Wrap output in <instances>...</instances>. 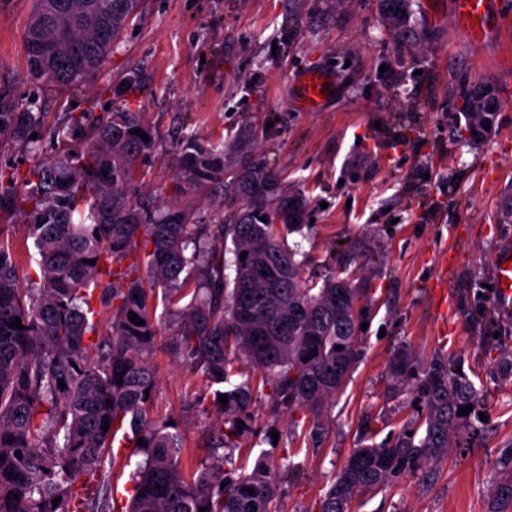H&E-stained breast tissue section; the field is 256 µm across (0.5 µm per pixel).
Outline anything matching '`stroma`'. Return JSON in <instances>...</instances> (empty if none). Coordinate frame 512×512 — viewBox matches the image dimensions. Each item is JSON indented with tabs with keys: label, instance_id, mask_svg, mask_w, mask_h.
<instances>
[{
	"label": "stroma",
	"instance_id": "1",
	"mask_svg": "<svg viewBox=\"0 0 512 512\" xmlns=\"http://www.w3.org/2000/svg\"><path fill=\"white\" fill-rule=\"evenodd\" d=\"M34 0H0V111L31 102L45 114L39 154H54L53 127L71 111L99 118L141 112L155 137L131 192L201 215L238 207L220 184L174 192V145L195 136L218 147L246 142L308 200L311 222L288 234L307 254L303 277L352 275L368 309L364 353L327 409L320 450L301 437L306 416L274 415L270 389L254 390L255 451L291 454L282 512L318 502L360 445L390 439L408 420V396L393 397L386 373L406 345L424 361H455L486 402L483 416L430 478L409 476L358 498L352 512H495L492 486L512 462V317L493 313L491 260L512 250V0H497L483 48L471 47L452 0H144L141 14L81 92L32 79L26 29ZM329 73L333 95L302 111L291 83L301 70ZM491 86L499 103L489 133L471 138L462 100ZM150 362L151 408L181 423L185 452L207 462L208 391L165 346ZM278 433L277 443L266 436Z\"/></svg>",
	"mask_w": 512,
	"mask_h": 512
}]
</instances>
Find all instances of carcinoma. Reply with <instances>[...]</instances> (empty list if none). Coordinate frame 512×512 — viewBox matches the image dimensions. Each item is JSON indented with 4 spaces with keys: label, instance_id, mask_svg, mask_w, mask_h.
<instances>
[{
    "label": "carcinoma",
    "instance_id": "carcinoma-1",
    "mask_svg": "<svg viewBox=\"0 0 512 512\" xmlns=\"http://www.w3.org/2000/svg\"><path fill=\"white\" fill-rule=\"evenodd\" d=\"M141 2L35 0L30 75L85 86ZM46 42L57 44L56 55H37ZM484 107L482 95L469 101V124L486 120ZM43 123V113L24 105L0 112V142L35 152ZM53 137L62 143L54 156L0 170V210L22 215L32 240L0 232V512H119L106 464L120 432L141 457L125 512H281L274 452L251 464L239 458L252 391L250 380L232 377L242 363L261 371L272 411L309 413L303 439L318 449L330 433L325 407L361 354L365 315L348 276L306 286L300 245L274 232L276 220L301 231L306 199L264 164L244 156L229 165L224 150L190 136L177 146L175 191L222 183L240 207L212 220L170 204L150 210L128 191L137 161L155 147L139 113L97 120L71 112ZM23 252L33 275H20ZM131 312L145 325L131 322ZM17 317L20 329L10 326ZM165 324L172 352L213 389L208 441L216 460L208 465L184 462L179 422L150 415L156 375L148 359ZM388 385L398 396L415 393L424 413L391 440L353 449L318 512H350L360 495L429 476L482 405L450 360L425 365L405 347L392 353ZM468 405L472 411L458 414ZM493 494L512 506V470Z\"/></svg>",
    "mask_w": 512,
    "mask_h": 512
}]
</instances>
